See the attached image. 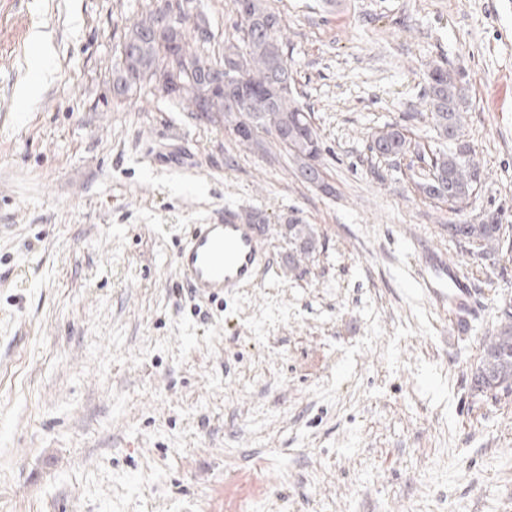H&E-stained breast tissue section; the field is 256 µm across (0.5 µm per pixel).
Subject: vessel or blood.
I'll return each instance as SVG.
<instances>
[{"instance_id":"b4317fda","label":"vessel or blood","mask_w":512,"mask_h":512,"mask_svg":"<svg viewBox=\"0 0 512 512\" xmlns=\"http://www.w3.org/2000/svg\"><path fill=\"white\" fill-rule=\"evenodd\" d=\"M268 254V225L228 207L217 222L194 225L177 249L175 274L194 296L218 299L256 286L270 268ZM414 279L440 309L455 314L477 307L466 275L437 253L416 261Z\"/></svg>"}]
</instances>
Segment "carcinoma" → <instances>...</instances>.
Here are the masks:
<instances>
[{
    "mask_svg": "<svg viewBox=\"0 0 512 512\" xmlns=\"http://www.w3.org/2000/svg\"><path fill=\"white\" fill-rule=\"evenodd\" d=\"M250 10L235 8L234 33L224 44V53L216 58L205 51L211 30L202 15L193 13L196 0H171V11L163 7L147 12L134 21L119 42V53L112 71L117 94L132 95L147 85L173 105H187L198 120L224 127L236 141L249 148L263 146L268 136L284 149L300 175L314 183L311 161L320 156V142L312 121L303 116L304 108L294 95V78L281 34V18L267 0H249ZM175 14L180 19L173 51H168L154 36L153 29L162 16ZM194 21L193 34L185 25ZM232 64L243 99L239 109L216 106L206 111L210 85L203 76ZM138 70L140 81L134 86L124 81L126 67ZM445 71L437 66L428 75L430 118L442 140V148L431 151L425 168L414 180L425 197L455 206L467 201L480 180L474 150L464 136L463 94L454 87H440L436 75ZM369 149L375 156L398 159L411 151L407 129L399 124L383 127L371 137ZM504 225L500 219L483 224H451L448 237L473 240L472 248L481 256L495 254L502 248ZM288 231L301 255L312 254L317 246L308 224L288 220ZM473 389L480 393L512 389V321L502 323L487 337L472 376Z\"/></svg>",
    "mask_w": 512,
    "mask_h": 512,
    "instance_id": "obj_1",
    "label": "carcinoma"
}]
</instances>
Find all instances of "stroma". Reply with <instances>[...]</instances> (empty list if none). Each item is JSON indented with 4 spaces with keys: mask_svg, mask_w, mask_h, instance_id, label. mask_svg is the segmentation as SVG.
Returning a JSON list of instances; mask_svg holds the SVG:
<instances>
[{
    "mask_svg": "<svg viewBox=\"0 0 512 512\" xmlns=\"http://www.w3.org/2000/svg\"><path fill=\"white\" fill-rule=\"evenodd\" d=\"M326 2L269 5L329 194L272 140L238 145L149 87L117 95L120 37L161 0H0V512H512V394L471 383L512 313V247L448 237L497 216L512 243V11ZM199 10L221 56L234 2ZM36 28L53 74L28 101ZM437 65L458 76L481 173L459 207L413 181L440 145ZM388 123L412 139L397 163L367 148ZM228 205L267 218L271 269L193 299L176 250ZM423 247L468 275L477 315L426 302ZM287 224L289 235L296 245V252L304 256L312 254L316 249L317 242L310 225L300 224L299 221L293 219H289Z\"/></svg>",
    "mask_w": 512,
    "mask_h": 512,
    "instance_id": "35a3bbf8",
    "label": "stroma"
}]
</instances>
